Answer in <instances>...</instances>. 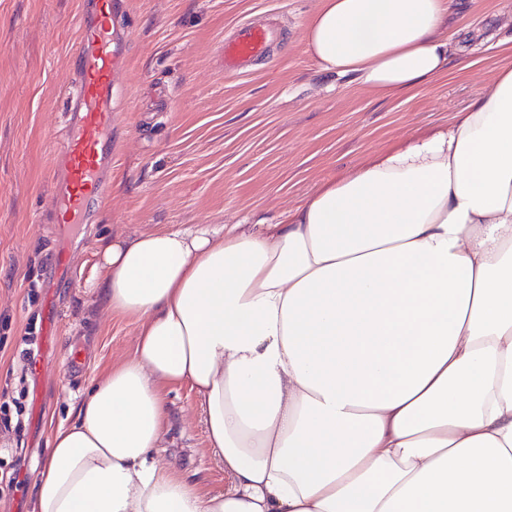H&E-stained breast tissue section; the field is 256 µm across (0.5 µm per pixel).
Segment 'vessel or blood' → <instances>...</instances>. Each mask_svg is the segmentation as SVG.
<instances>
[{"instance_id": "vessel-or-blood-1", "label": "vessel or blood", "mask_w": 512, "mask_h": 512, "mask_svg": "<svg viewBox=\"0 0 512 512\" xmlns=\"http://www.w3.org/2000/svg\"><path fill=\"white\" fill-rule=\"evenodd\" d=\"M127 15L124 0H86L78 19L80 59L77 90L69 112L54 176L52 219L57 232L88 221V203L103 197L112 168V98L128 71V45L115 29ZM280 34L267 19L237 22L220 46L225 74L246 77L268 60ZM75 278L64 250L54 252V288ZM46 293L41 310V349L54 347L58 332L55 295Z\"/></svg>"}]
</instances>
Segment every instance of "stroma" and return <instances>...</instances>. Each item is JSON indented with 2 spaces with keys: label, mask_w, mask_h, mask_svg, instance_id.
<instances>
[{
  "label": "stroma",
  "mask_w": 512,
  "mask_h": 512,
  "mask_svg": "<svg viewBox=\"0 0 512 512\" xmlns=\"http://www.w3.org/2000/svg\"><path fill=\"white\" fill-rule=\"evenodd\" d=\"M83 0H0V405L40 387V417L24 409L22 436L0 428V512H31L33 484L9 481L19 446L37 474L50 431L110 364L128 357L136 324L104 310L92 287L98 250L113 232L190 224H274L303 204L323 177L447 125L487 90L512 54L487 56L415 95L377 98L356 81L319 71L304 47L319 0H128L129 72L119 90L110 199L90 206L71 235L72 286L58 289V337L42 352L41 381L26 374L18 342L40 323L55 229L50 219L52 149L75 88L74 52ZM502 0H466L450 18L468 33L493 28ZM272 11L282 32L252 76L225 75L218 48L239 20ZM80 349L73 374L68 357ZM170 409L160 457L224 488L207 450L197 396L188 384L162 391Z\"/></svg>",
  "instance_id": "stroma-1"
}]
</instances>
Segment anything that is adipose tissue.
Returning a JSON list of instances; mask_svg holds the SVG:
<instances>
[{
	"instance_id": "ef3b65f1",
	"label": "adipose tissue",
	"mask_w": 512,
	"mask_h": 512,
	"mask_svg": "<svg viewBox=\"0 0 512 512\" xmlns=\"http://www.w3.org/2000/svg\"><path fill=\"white\" fill-rule=\"evenodd\" d=\"M454 3L320 0L305 51L407 94L459 60ZM100 256L135 348L53 431L33 512H512V68L279 223L117 233ZM183 383L222 492L158 457Z\"/></svg>"
}]
</instances>
